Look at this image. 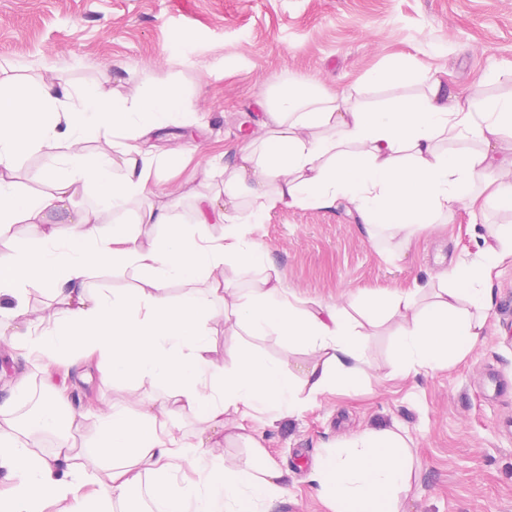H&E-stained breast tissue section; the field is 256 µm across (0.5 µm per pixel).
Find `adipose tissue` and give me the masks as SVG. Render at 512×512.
<instances>
[{
  "label": "adipose tissue",
  "instance_id": "ef3b65f1",
  "mask_svg": "<svg viewBox=\"0 0 512 512\" xmlns=\"http://www.w3.org/2000/svg\"><path fill=\"white\" fill-rule=\"evenodd\" d=\"M367 82L415 93L374 107L356 87L275 83L260 133L209 158L201 189L174 186L193 200L185 219L146 198L152 176L185 159L148 147L152 132L191 117L179 85L147 80L138 95L113 101L97 83L21 90L0 79V339L34 361L41 385L33 391L21 377L0 403V512H274L288 498V473L246 432V419L293 417L318 396L354 390L376 327L393 329L394 377L445 369L478 344L492 273L512 262L511 224L485 228L473 255L442 270L428 293L314 309L286 292L253 237L275 210L342 203L370 240L403 250L442 217L475 218L492 202L512 210V93H454L439 73L406 60ZM92 135L105 151H85ZM42 150L48 191H20L14 161ZM216 179L219 193L208 194ZM88 190L92 205H78ZM20 222L39 225L38 234L8 235ZM213 222L221 235L210 232ZM102 268L132 272L139 285L91 287ZM246 271L257 278L242 288ZM33 283L50 299L37 317L27 302ZM175 283L185 287L177 298ZM223 322L252 338L281 337L284 357L244 344L218 352ZM91 360L128 397L76 412L67 380ZM186 412L196 421L189 431L178 423ZM85 430L89 442L77 445ZM45 434L47 452L36 442ZM413 475L406 438L371 427L326 449L312 480L326 512H401Z\"/></svg>",
  "mask_w": 512,
  "mask_h": 512
}]
</instances>
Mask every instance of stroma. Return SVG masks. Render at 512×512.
<instances>
[{
    "label": "stroma",
    "mask_w": 512,
    "mask_h": 512,
    "mask_svg": "<svg viewBox=\"0 0 512 512\" xmlns=\"http://www.w3.org/2000/svg\"><path fill=\"white\" fill-rule=\"evenodd\" d=\"M400 56L448 75L457 92L502 72L488 97L512 92V0H0V65L18 81L81 84L109 74L105 92L131 97L142 72L179 84L197 122L151 137L192 151V165L163 170L161 186H196L195 163L255 130L271 84L310 78L342 91ZM481 225L458 213L430 225L398 258L368 240L345 206L279 209L256 234L284 286L333 305L432 283L475 251ZM480 343L447 369L388 378L394 338L375 330L368 356L381 381L324 395L300 415L249 420L288 472L275 512H325L309 480L325 446L367 427L400 426L418 468L402 512H512V264L496 269ZM74 410L122 399L88 366Z\"/></svg>",
    "instance_id": "1"
}]
</instances>
